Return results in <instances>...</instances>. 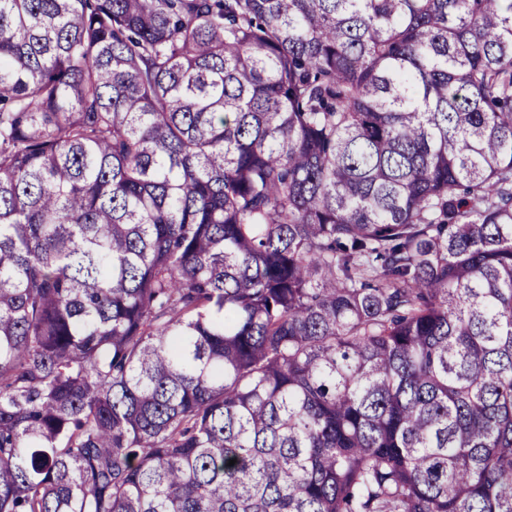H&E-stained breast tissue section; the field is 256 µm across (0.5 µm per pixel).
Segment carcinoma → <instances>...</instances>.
<instances>
[{
    "label": "carcinoma",
    "instance_id": "cac0c4a2",
    "mask_svg": "<svg viewBox=\"0 0 512 512\" xmlns=\"http://www.w3.org/2000/svg\"><path fill=\"white\" fill-rule=\"evenodd\" d=\"M0 512H512V0H0Z\"/></svg>",
    "mask_w": 512,
    "mask_h": 512
}]
</instances>
